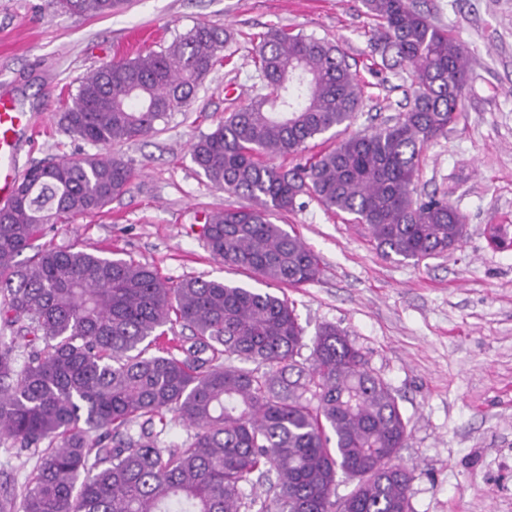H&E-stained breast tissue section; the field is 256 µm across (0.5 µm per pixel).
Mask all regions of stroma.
<instances>
[{"mask_svg": "<svg viewBox=\"0 0 512 512\" xmlns=\"http://www.w3.org/2000/svg\"><path fill=\"white\" fill-rule=\"evenodd\" d=\"M425 6L467 47L470 79L458 124L423 153L417 188L465 216L466 239L417 264L388 258L363 225L306 196L277 221L319 257L321 274L286 295L305 329L302 356L318 327L334 324L394 390L410 420L398 461L413 473L412 512H512V247L489 242L494 224L512 236V0ZM199 24L226 33L222 65L156 133L115 147L134 172L119 197L99 214L46 225L34 248L116 250L171 285L247 282L212 258L201 234L204 213L245 200L217 189L190 146L256 94L249 35L277 26L338 45L364 84L353 130L395 116L411 92L410 69H388L374 52L377 24L361 0H122L93 18L57 12L51 0H0V92L37 127L20 170L95 153L61 123L68 91L102 64L160 50Z\"/></svg>", "mask_w": 512, "mask_h": 512, "instance_id": "obj_1", "label": "stroma"}]
</instances>
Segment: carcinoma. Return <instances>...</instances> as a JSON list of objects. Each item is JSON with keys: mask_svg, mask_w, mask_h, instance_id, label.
<instances>
[{"mask_svg": "<svg viewBox=\"0 0 512 512\" xmlns=\"http://www.w3.org/2000/svg\"><path fill=\"white\" fill-rule=\"evenodd\" d=\"M374 50L413 72L391 124L349 134L363 85L333 44L270 27L255 66L263 92L191 146L216 187L252 202L204 215L212 257L258 284L299 288L317 256L274 223L298 196L351 216L382 254L416 263L462 246L465 217L418 194L424 150L459 118L467 49L418 0H362ZM118 0H53L76 16ZM225 39L197 25L159 51L108 62L69 92L62 122L102 152L30 166L0 209V444L36 463L0 512H411V472L396 462L410 422L391 386L334 324L297 360L304 330L292 303L261 288L200 277L170 287L152 266L102 250L46 247V224L96 214L133 177L111 148L153 133L189 106L223 61ZM333 146L291 168L308 141ZM185 340H157L166 324ZM249 361L252 369L235 361ZM172 414L191 433L170 438ZM356 481L336 497L339 474ZM268 484L247 498V484Z\"/></svg>", "mask_w": 512, "mask_h": 512, "instance_id": "1", "label": "carcinoma"}]
</instances>
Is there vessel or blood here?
<instances>
[{
    "instance_id": "1",
    "label": "vessel or blood",
    "mask_w": 512,
    "mask_h": 512,
    "mask_svg": "<svg viewBox=\"0 0 512 512\" xmlns=\"http://www.w3.org/2000/svg\"><path fill=\"white\" fill-rule=\"evenodd\" d=\"M30 131L27 113L18 110L12 97L0 95V201L9 200L16 189L19 176L15 157Z\"/></svg>"
}]
</instances>
